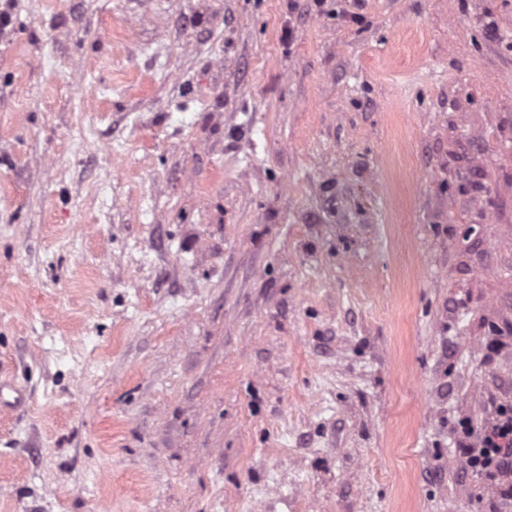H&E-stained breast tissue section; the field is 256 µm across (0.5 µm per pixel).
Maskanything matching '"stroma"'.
Segmentation results:
<instances>
[{
	"label": "stroma",
	"mask_w": 512,
	"mask_h": 512,
	"mask_svg": "<svg viewBox=\"0 0 512 512\" xmlns=\"http://www.w3.org/2000/svg\"><path fill=\"white\" fill-rule=\"evenodd\" d=\"M0 7V512H512V0ZM456 450L465 469L512 501V403L495 406L494 415L476 430L469 418L459 422ZM473 438V440H471Z\"/></svg>",
	"instance_id": "stroma-1"
}]
</instances>
